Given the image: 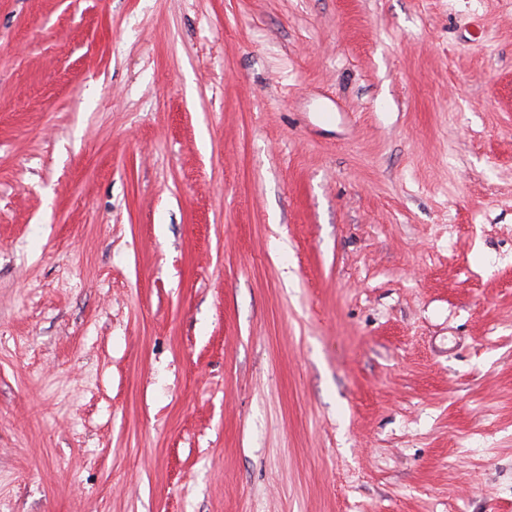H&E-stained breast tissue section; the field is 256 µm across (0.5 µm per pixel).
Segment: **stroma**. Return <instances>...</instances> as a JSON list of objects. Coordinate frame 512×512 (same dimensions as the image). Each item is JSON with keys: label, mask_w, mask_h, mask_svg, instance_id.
<instances>
[{"label": "stroma", "mask_w": 512, "mask_h": 512, "mask_svg": "<svg viewBox=\"0 0 512 512\" xmlns=\"http://www.w3.org/2000/svg\"><path fill=\"white\" fill-rule=\"evenodd\" d=\"M0 512H512V0H0Z\"/></svg>", "instance_id": "stroma-1"}]
</instances>
